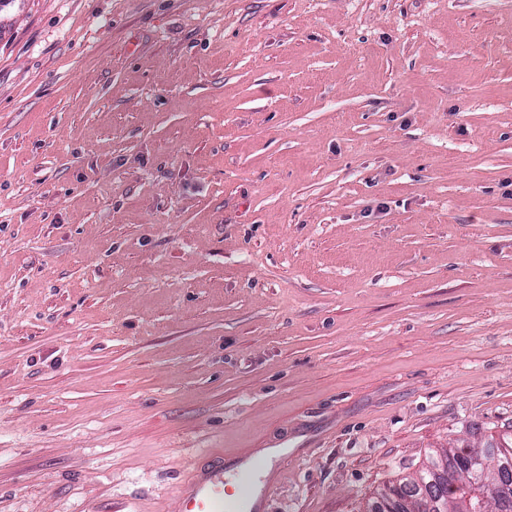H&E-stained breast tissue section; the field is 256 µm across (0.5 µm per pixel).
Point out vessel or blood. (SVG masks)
Masks as SVG:
<instances>
[{"mask_svg":"<svg viewBox=\"0 0 512 512\" xmlns=\"http://www.w3.org/2000/svg\"><path fill=\"white\" fill-rule=\"evenodd\" d=\"M254 495L249 472H242L237 489H227L223 467L193 475L181 484L167 512H247Z\"/></svg>","mask_w":512,"mask_h":512,"instance_id":"1","label":"vessel or blood"}]
</instances>
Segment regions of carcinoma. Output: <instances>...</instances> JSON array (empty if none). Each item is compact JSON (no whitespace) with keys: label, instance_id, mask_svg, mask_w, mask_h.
Segmentation results:
<instances>
[{"label":"carcinoma","instance_id":"obj_1","mask_svg":"<svg viewBox=\"0 0 512 512\" xmlns=\"http://www.w3.org/2000/svg\"><path fill=\"white\" fill-rule=\"evenodd\" d=\"M481 456L495 465L494 475L484 474ZM505 480L512 481V434L492 438L479 450L462 446L433 452L414 476L379 489L367 508L404 512L405 501L425 492L438 500L441 512H463L465 501L477 504L479 496L491 493V486Z\"/></svg>","mask_w":512,"mask_h":512}]
</instances>
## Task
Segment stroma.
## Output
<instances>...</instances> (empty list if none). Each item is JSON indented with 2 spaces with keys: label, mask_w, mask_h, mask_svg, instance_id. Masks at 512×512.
Wrapping results in <instances>:
<instances>
[{
  "label": "stroma",
  "mask_w": 512,
  "mask_h": 512,
  "mask_svg": "<svg viewBox=\"0 0 512 512\" xmlns=\"http://www.w3.org/2000/svg\"><path fill=\"white\" fill-rule=\"evenodd\" d=\"M510 431L512 0H0V512Z\"/></svg>",
  "instance_id": "1"
}]
</instances>
